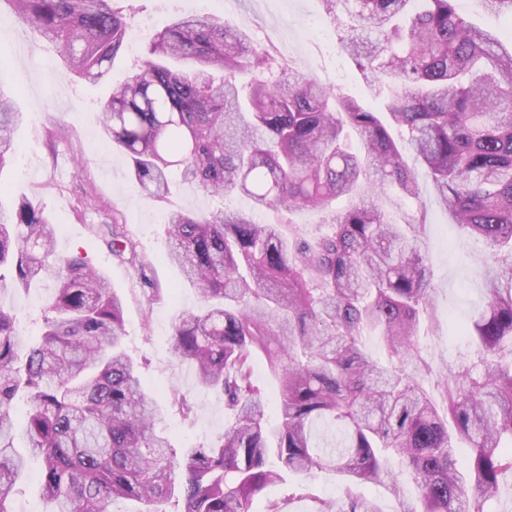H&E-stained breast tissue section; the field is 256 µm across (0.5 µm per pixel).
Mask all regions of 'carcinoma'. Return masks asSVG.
I'll return each mask as SVG.
<instances>
[{
    "label": "carcinoma",
    "instance_id": "cac0c4a2",
    "mask_svg": "<svg viewBox=\"0 0 512 512\" xmlns=\"http://www.w3.org/2000/svg\"><path fill=\"white\" fill-rule=\"evenodd\" d=\"M61 49L73 74L100 81L125 42L112 0H6ZM344 26L342 49L386 90L384 112L310 74L285 68L238 26L180 16L151 39L144 59L112 88L99 123L130 160L150 199L172 170L199 191L247 201L206 214L172 211L170 261L202 305L174 324L173 353L233 417L209 446L174 448L156 429L158 408L123 348V306L79 254L61 256L44 212L21 198L0 211V285L54 284L38 337L22 336L0 305V512L30 456L42 460L46 512H249L284 471H331L341 512H377L352 486L400 496V512H483L512 479V42L478 28L458 0H323ZM512 20V0H483ZM17 112L0 83V169L14 152ZM360 150L352 147L351 135ZM412 150L441 204L494 257L485 302L464 327L467 365L448 368L442 403L423 389L417 339L434 289L421 221L391 220L374 195H419ZM351 204L336 210L334 203ZM296 208L326 212L312 241L285 227ZM259 213L273 214L266 223ZM112 255L134 261L117 219ZM381 339L387 361L366 352ZM280 381L279 422L265 421L253 384L256 357ZM27 420L18 432L13 405ZM22 437L26 452L17 450ZM471 452L457 467V444Z\"/></svg>",
    "mask_w": 512,
    "mask_h": 512
}]
</instances>
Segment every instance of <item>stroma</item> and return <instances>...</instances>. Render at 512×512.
Masks as SVG:
<instances>
[{"label": "stroma", "mask_w": 512, "mask_h": 512, "mask_svg": "<svg viewBox=\"0 0 512 512\" xmlns=\"http://www.w3.org/2000/svg\"><path fill=\"white\" fill-rule=\"evenodd\" d=\"M242 27L255 40L287 47L292 62L317 79L332 83L345 72L343 91L355 93L365 105L380 99L365 81L352 75L353 64L336 45L322 0H137L129 24L149 21L150 32L162 30L174 17L201 9ZM144 41L126 43L112 64L108 80L92 82L67 76L57 45L20 20L9 4L0 5V81L11 90L20 118L14 130L15 154L0 169V207L11 209L22 197L31 199L56 228L59 253L78 252L109 280L124 301L125 351L141 365L146 391L161 408L160 428L173 447H199L217 441L230 423L224 398L195 385L193 366L179 362L171 346L172 326L179 313L196 308L199 297L170 262L167 216L174 210L198 213L241 206V199L209 195L173 181L168 198H145L129 170L125 153L112 147L98 114L113 85L125 80L141 57ZM95 204L80 205L84 192ZM380 207L403 221L416 210L425 214L422 240L433 274L430 318L421 332L420 347L428 364L420 378L434 398H441L451 366L468 360L470 346L461 327L475 315L483 298L482 279L490 263L486 245L468 235L438 201L429 179L420 181L419 199L382 193ZM124 224L137 246L136 262L114 257L100 235L112 220ZM150 275L154 289L144 287ZM50 290L39 284L27 290L0 287V305L13 311L23 336L35 338ZM192 400L191 418H183L173 393ZM42 463L32 459L12 496L14 512H46L40 497ZM296 478L267 486L255 496L250 512H266L278 501L284 512H315L316 500L343 501L342 484L334 473H315L309 481L312 499L297 501L291 493Z\"/></svg>", "instance_id": "35a3bbf8"}]
</instances>
